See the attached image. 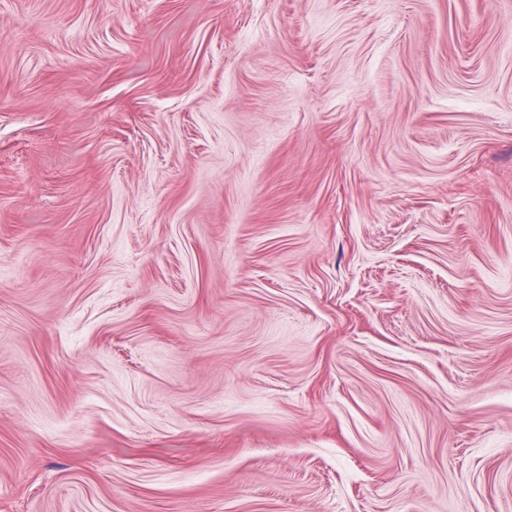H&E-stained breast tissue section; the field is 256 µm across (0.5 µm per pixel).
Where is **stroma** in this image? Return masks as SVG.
Segmentation results:
<instances>
[{
  "label": "stroma",
  "mask_w": 512,
  "mask_h": 512,
  "mask_svg": "<svg viewBox=\"0 0 512 512\" xmlns=\"http://www.w3.org/2000/svg\"><path fill=\"white\" fill-rule=\"evenodd\" d=\"M0 512H512V0H0Z\"/></svg>",
  "instance_id": "obj_1"
}]
</instances>
